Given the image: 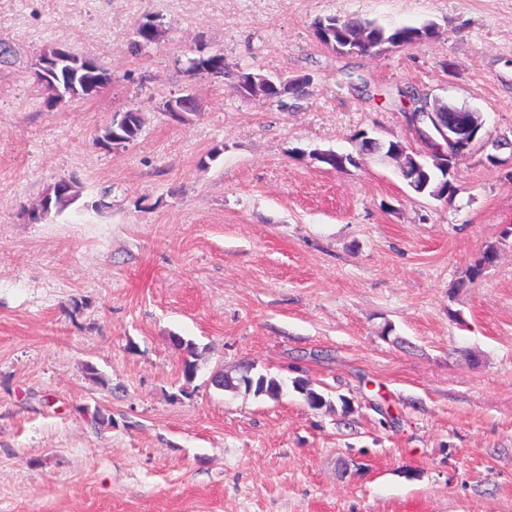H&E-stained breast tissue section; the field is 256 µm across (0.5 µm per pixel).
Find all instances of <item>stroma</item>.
<instances>
[{"label":"stroma","instance_id":"35a3bbf8","mask_svg":"<svg viewBox=\"0 0 512 512\" xmlns=\"http://www.w3.org/2000/svg\"><path fill=\"white\" fill-rule=\"evenodd\" d=\"M330 15L438 35L343 56L314 34ZM0 39V512H512V149L491 145L512 138V0H0ZM52 46L111 84L48 104ZM212 54L224 76L188 72ZM241 71L306 94L242 97ZM407 85L480 115L452 199L387 157L313 158L363 131L427 158ZM189 92L198 111L159 112ZM131 108L137 140L95 146ZM71 177L80 201L31 222ZM247 369L283 394L211 381Z\"/></svg>","mask_w":512,"mask_h":512}]
</instances>
